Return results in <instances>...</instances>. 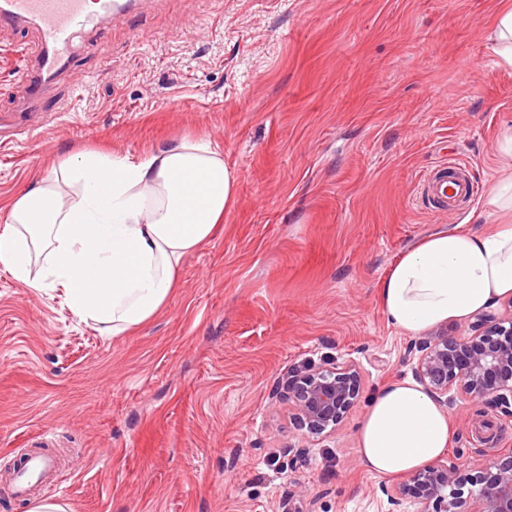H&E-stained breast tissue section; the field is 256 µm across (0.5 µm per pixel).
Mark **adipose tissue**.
<instances>
[{
	"instance_id": "obj_1",
	"label": "adipose tissue",
	"mask_w": 512,
	"mask_h": 512,
	"mask_svg": "<svg viewBox=\"0 0 512 512\" xmlns=\"http://www.w3.org/2000/svg\"><path fill=\"white\" fill-rule=\"evenodd\" d=\"M222 146L172 139L138 158L64 156L1 206L0 267L37 292L62 290L70 313L103 336L152 319L176 288L184 258L208 242L237 198ZM512 296V221L476 236L439 232L404 253L381 286L385 314L420 336ZM448 412L410 380L382 387L357 430L376 475H405L440 459Z\"/></svg>"
}]
</instances>
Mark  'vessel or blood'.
<instances>
[{
  "label": "vessel or blood",
  "instance_id": "b4317fda",
  "mask_svg": "<svg viewBox=\"0 0 512 512\" xmlns=\"http://www.w3.org/2000/svg\"><path fill=\"white\" fill-rule=\"evenodd\" d=\"M131 6V0H0V29L30 25L38 36L32 63L21 73L26 88L21 113L41 112L46 80L68 63L78 39L127 20ZM461 168L457 160L440 163L421 178L417 193L433 212L447 213L478 196V185L462 177ZM19 469L13 492L20 497L30 495L37 484L59 474L55 456L46 451L26 454Z\"/></svg>",
  "mask_w": 512,
  "mask_h": 512
}]
</instances>
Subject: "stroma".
Returning a JSON list of instances; mask_svg holds the SVG:
<instances>
[{"label":"stroma","mask_w":512,"mask_h":512,"mask_svg":"<svg viewBox=\"0 0 512 512\" xmlns=\"http://www.w3.org/2000/svg\"><path fill=\"white\" fill-rule=\"evenodd\" d=\"M501 0H136L125 23L82 38L46 87L75 98L38 138L0 149V204L85 149L137 157L183 135L224 148L238 178L215 236L181 266L144 327L104 337L61 292L0 271V479L45 436L66 512H417L368 473L357 429L384 385L412 378L408 335L379 289L430 234L489 230L507 167L512 67L486 31ZM33 27L0 31V114L14 111L10 55ZM459 157L475 201L438 215L417 194ZM354 362L360 396L336 433L305 436L276 390L305 362ZM447 458L512 448V420L448 402Z\"/></svg>","instance_id":"35a3bbf8"}]
</instances>
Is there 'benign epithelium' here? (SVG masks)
<instances>
[{
	"instance_id": "benign-epithelium-1",
	"label": "benign epithelium",
	"mask_w": 512,
	"mask_h": 512,
	"mask_svg": "<svg viewBox=\"0 0 512 512\" xmlns=\"http://www.w3.org/2000/svg\"><path fill=\"white\" fill-rule=\"evenodd\" d=\"M411 351L418 353L414 376L437 403L453 391L512 418V302L499 315L476 316L461 336L439 331L421 336ZM359 392L360 375L350 361L306 363L283 385L298 429L316 436L336 430ZM383 491L392 505L411 499L421 512H512V449L476 467L437 461Z\"/></svg>"
}]
</instances>
